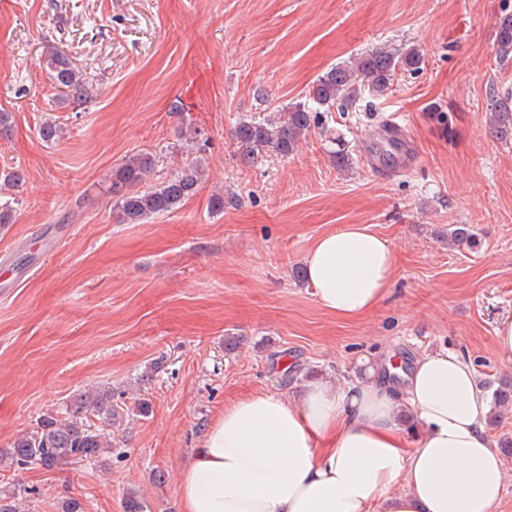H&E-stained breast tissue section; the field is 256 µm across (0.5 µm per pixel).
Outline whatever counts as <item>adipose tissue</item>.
<instances>
[{
	"instance_id": "adipose-tissue-1",
	"label": "adipose tissue",
	"mask_w": 512,
	"mask_h": 512,
	"mask_svg": "<svg viewBox=\"0 0 512 512\" xmlns=\"http://www.w3.org/2000/svg\"><path fill=\"white\" fill-rule=\"evenodd\" d=\"M306 280L330 315L354 319L387 296L393 242L369 224L318 237ZM394 356L344 387L309 383L298 401L258 391L225 406L182 469V512H492L503 460L492 405L463 353L422 354L390 382Z\"/></svg>"
}]
</instances>
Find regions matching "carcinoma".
Segmentation results:
<instances>
[{
  "instance_id": "obj_1",
  "label": "carcinoma",
  "mask_w": 512,
  "mask_h": 512,
  "mask_svg": "<svg viewBox=\"0 0 512 512\" xmlns=\"http://www.w3.org/2000/svg\"><path fill=\"white\" fill-rule=\"evenodd\" d=\"M496 64L506 68L512 64V10L504 8L494 23ZM46 66L51 80L61 91L74 99L91 97L92 84L68 55L50 50ZM425 57L420 47L384 45L357 53L319 75L308 86L302 100L281 107L277 117L242 119L234 127L240 161L251 164L260 157H287L298 140L321 124V110L336 104L347 105L364 95L382 96L391 90L397 77L423 70ZM491 133L501 142H512V91L504 90L491 103ZM156 166L155 156L139 151L129 156L112 172V198L121 222L141 224L151 217L170 212L193 197L202 183L200 166L189 164L172 178L142 189ZM448 246L472 252L478 246L477 234L469 224H454L448 231ZM495 408H512V379L501 377L487 382ZM92 416L115 419L109 395L88 390L79 395L63 420L46 418L38 429L17 438L9 451L0 456L10 466L37 465L51 470L67 461L95 458L112 447L110 434L91 429Z\"/></svg>"
}]
</instances>
